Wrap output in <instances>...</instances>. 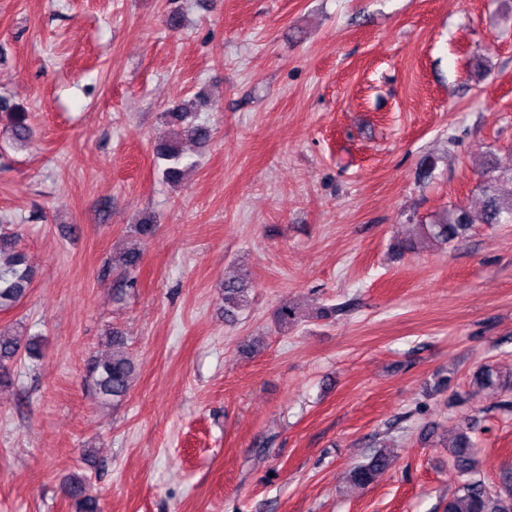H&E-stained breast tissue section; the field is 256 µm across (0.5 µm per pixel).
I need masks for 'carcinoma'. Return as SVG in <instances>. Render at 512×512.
Wrapping results in <instances>:
<instances>
[{
    "instance_id": "obj_1",
    "label": "carcinoma",
    "mask_w": 512,
    "mask_h": 512,
    "mask_svg": "<svg viewBox=\"0 0 512 512\" xmlns=\"http://www.w3.org/2000/svg\"><path fill=\"white\" fill-rule=\"evenodd\" d=\"M202 105L199 95H194L162 113V124L166 131L156 136L153 149L157 158L167 167L163 176L170 183L181 181L185 170L196 165L184 152L183 144L192 142L206 146L211 138V128L197 121L198 107ZM0 111L7 114L8 124L4 132L14 142L27 144L34 137V130L26 113L11 107L7 100H0ZM512 185V169L490 167L483 181L484 209L482 223H512V190L503 195L502 186ZM474 223L465 210L450 208L428 224L420 225L427 237L441 243H450L463 237ZM32 279L27 257L17 249L15 236L0 232V310L9 309L24 298ZM224 298V316L233 318L247 302L249 286L237 277H226L221 283ZM112 353L96 357L88 365V377L98 398L104 403L123 400L129 390L134 362L125 351V339L121 330L114 328L106 336ZM41 343L38 337L9 334L0 329V370H7L21 355L30 359L39 357ZM469 398L484 393L503 397L500 407L512 408V372H504L492 365L477 369L470 380ZM474 426L466 417L452 427V439L448 445V458L459 487L448 499L446 512H512V489L504 492L491 489L481 477L475 457ZM390 454L381 448L373 449L366 461L352 466L346 480L350 484L366 488L376 475L391 465ZM63 491L76 512H100L95 496L89 493L84 479L74 477L63 485Z\"/></svg>"
}]
</instances>
